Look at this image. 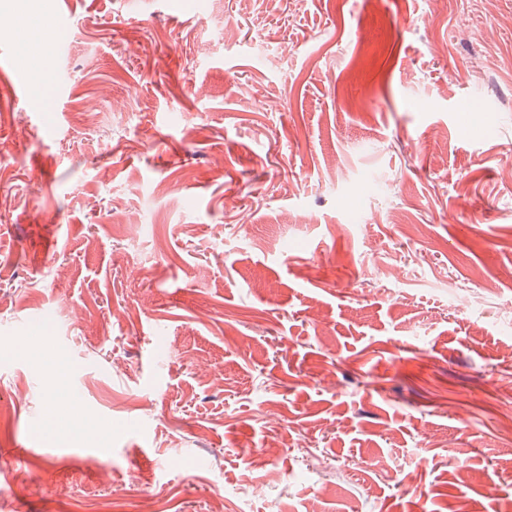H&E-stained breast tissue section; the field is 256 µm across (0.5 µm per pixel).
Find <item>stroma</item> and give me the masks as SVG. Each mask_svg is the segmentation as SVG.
<instances>
[{
    "mask_svg": "<svg viewBox=\"0 0 512 512\" xmlns=\"http://www.w3.org/2000/svg\"><path fill=\"white\" fill-rule=\"evenodd\" d=\"M141 2L0 0V512H512V0Z\"/></svg>",
    "mask_w": 512,
    "mask_h": 512,
    "instance_id": "obj_1",
    "label": "stroma"
}]
</instances>
